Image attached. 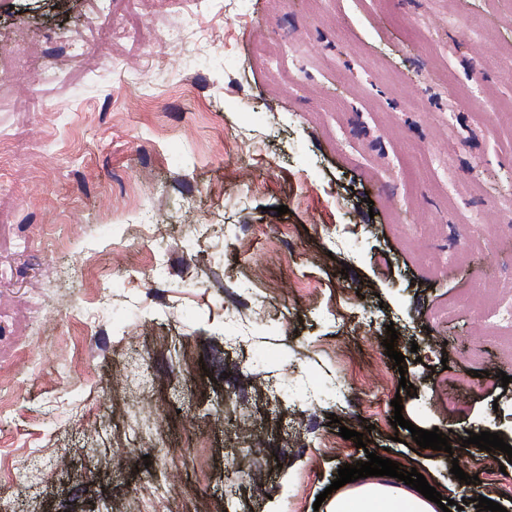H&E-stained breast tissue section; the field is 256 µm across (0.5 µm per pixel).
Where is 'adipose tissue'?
I'll use <instances>...</instances> for the list:
<instances>
[{"label": "adipose tissue", "instance_id": "ef3b65f1", "mask_svg": "<svg viewBox=\"0 0 512 512\" xmlns=\"http://www.w3.org/2000/svg\"><path fill=\"white\" fill-rule=\"evenodd\" d=\"M327 512H438L421 493L389 476L357 479L328 502Z\"/></svg>", "mask_w": 512, "mask_h": 512}]
</instances>
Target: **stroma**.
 Wrapping results in <instances>:
<instances>
[{"mask_svg":"<svg viewBox=\"0 0 512 512\" xmlns=\"http://www.w3.org/2000/svg\"><path fill=\"white\" fill-rule=\"evenodd\" d=\"M208 7L112 0L111 31L101 0H0V512H314L370 451L479 512L512 476L461 442L512 445V355L468 304L512 280V66L486 64L512 49V0ZM397 397L451 452L392 426Z\"/></svg>","mask_w":512,"mask_h":512,"instance_id":"stroma-1","label":"stroma"}]
</instances>
